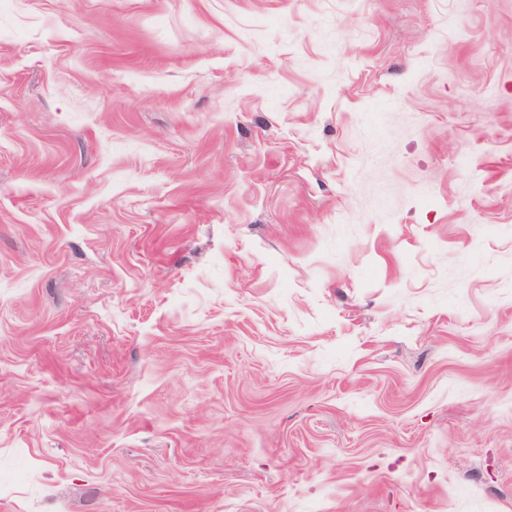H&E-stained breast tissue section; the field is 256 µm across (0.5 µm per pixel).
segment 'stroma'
<instances>
[{"instance_id":"obj_1","label":"stroma","mask_w":512,"mask_h":512,"mask_svg":"<svg viewBox=\"0 0 512 512\" xmlns=\"http://www.w3.org/2000/svg\"><path fill=\"white\" fill-rule=\"evenodd\" d=\"M0 512H512V0H0Z\"/></svg>"}]
</instances>
